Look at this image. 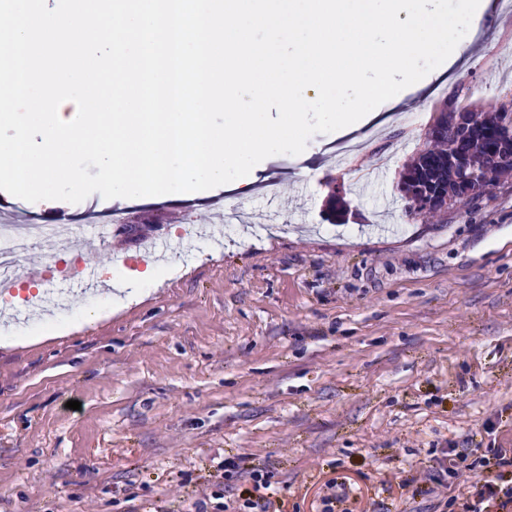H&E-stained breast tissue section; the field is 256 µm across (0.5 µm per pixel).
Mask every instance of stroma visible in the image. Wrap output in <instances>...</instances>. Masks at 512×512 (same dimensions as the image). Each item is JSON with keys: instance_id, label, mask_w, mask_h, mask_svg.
<instances>
[{"instance_id": "stroma-1", "label": "stroma", "mask_w": 512, "mask_h": 512, "mask_svg": "<svg viewBox=\"0 0 512 512\" xmlns=\"http://www.w3.org/2000/svg\"><path fill=\"white\" fill-rule=\"evenodd\" d=\"M483 22L428 94L379 105L364 153L270 156L248 199L0 191V210L80 225L77 269L126 261V301L99 318L24 337L0 316V512H251L257 473L275 512H465L492 449L512 448V184L427 224L397 182L438 109L512 105V17ZM243 200L271 226L188 235ZM112 210L173 248L148 292L137 233L95 229ZM452 448L474 468L442 488L429 470Z\"/></svg>"}]
</instances>
